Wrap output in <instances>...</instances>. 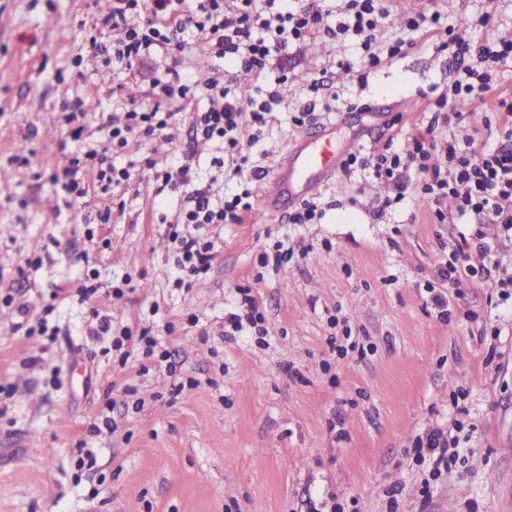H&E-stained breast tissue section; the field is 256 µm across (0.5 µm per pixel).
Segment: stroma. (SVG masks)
Wrapping results in <instances>:
<instances>
[{"label": "stroma", "mask_w": 512, "mask_h": 512, "mask_svg": "<svg viewBox=\"0 0 512 512\" xmlns=\"http://www.w3.org/2000/svg\"><path fill=\"white\" fill-rule=\"evenodd\" d=\"M387 43L409 17L440 13L473 38L512 39V0H382ZM109 0H0V512H512V299L480 285L451 299L440 318L426 282L449 251L474 252L476 220L439 224L425 201L384 200L392 189L368 173L337 175L312 194L323 216L292 224L262 201L265 182L302 134L291 117L313 79L355 103L337 140L366 148L427 127L437 91L462 76L441 32L423 28L410 46L368 67L355 42L326 36L340 4L325 0V25L264 70L228 66L224 84L242 100L278 90V116L252 153L261 167L244 223L207 225L217 254L199 280L180 279L167 221L185 192L135 170L102 195L85 174L87 206L74 214L54 181L72 148L61 120L65 81L81 36L87 135L113 102L149 107L130 72L106 65L95 28ZM366 72V84L352 77ZM449 128L457 141L495 142L493 97L463 102ZM159 166L191 163L199 180L220 174V143L195 145L190 114L139 145ZM111 207L103 224L97 212ZM288 263L261 266L276 243ZM57 286L69 297H54ZM95 287L90 300L78 290ZM122 287V297L112 295ZM249 290L267 335L226 334ZM96 308L109 333L93 336ZM474 320L464 321L466 311ZM348 319L366 356L336 355L331 315ZM149 329L154 355L113 347L123 328ZM457 430V461L438 479L417 465V436Z\"/></svg>", "instance_id": "1"}]
</instances>
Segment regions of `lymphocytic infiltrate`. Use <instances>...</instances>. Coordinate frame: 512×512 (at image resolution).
<instances>
[{
	"mask_svg": "<svg viewBox=\"0 0 512 512\" xmlns=\"http://www.w3.org/2000/svg\"><path fill=\"white\" fill-rule=\"evenodd\" d=\"M254 0H240L236 9L229 10L224 0H112V11L101 19L102 27L111 34L106 50L109 60L130 63L136 60L162 59L172 50H187L193 37L209 39L216 59L249 68L264 67L273 51L285 48L290 42L302 39L323 20L320 0H308L306 6L262 15L254 11ZM143 16L141 25L126 26L128 14ZM342 19L329 36L344 41L358 39L368 57L370 66H377L382 56L401 54L406 40L396 37L386 50H379L377 34L388 17L376 5V0H346ZM449 44L454 47L453 59L464 76L445 88L434 105L442 110L441 119L432 120L425 133L404 138L400 146L385 142L381 148L368 154L348 155L343 171L355 168L372 171L375 177L396 184V201L418 194L434 201L453 198L455 208L450 212H436L438 223L463 219L469 215L481 216L486 228L478 232L475 252L456 250L439 260L437 283L427 284L439 308H447L448 300L437 292L440 284L460 289L477 283L499 289L501 297L512 294V278L497 279L492 274L491 250L486 243L488 232L512 231V95L498 91L497 68L512 59V40L480 42L459 31H450ZM146 98L158 102L189 106L195 96L181 69L166 67L151 76L143 89ZM494 94L496 108L503 115L500 139L495 146L469 141L459 144L441 131L457 117L455 104L461 99H480ZM209 107L193 113L191 130L195 142H218L227 146L235 173H242L249 157L243 154L239 134L249 128L250 143H257L258 133L269 126L274 104L280 100L276 91L266 92L259 99L242 102L228 97L223 77H215L206 87ZM80 97L69 101V110L63 120L70 128L75 145L70 167L61 173L71 198L84 197L86 190L79 178L82 168L93 166L99 170L102 190L128 182L131 171L116 167L112 162L114 148H129L142 139L160 134L171 118L170 113L154 108L133 107L111 122L102 123L104 138L90 143L83 137L85 114ZM144 164L152 170L155 180L163 184L184 187L186 203L169 224L176 266L183 275L197 277L208 273L215 259V244L202 240L194 233L205 224H240L252 210L249 189H241L232 197H225L218 180L200 182L191 166L185 163L175 168H158L156 160L145 158ZM415 170L419 176L416 185L404 182L403 174Z\"/></svg>",
	"mask_w": 512,
	"mask_h": 512,
	"instance_id": "obj_1",
	"label": "lymphocytic infiltrate"
}]
</instances>
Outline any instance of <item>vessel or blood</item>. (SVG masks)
<instances>
[{"instance_id": "1", "label": "vessel or blood", "mask_w": 512, "mask_h": 512, "mask_svg": "<svg viewBox=\"0 0 512 512\" xmlns=\"http://www.w3.org/2000/svg\"><path fill=\"white\" fill-rule=\"evenodd\" d=\"M335 129V123L321 124L288 150L279 173L265 186L262 200L266 207L285 206L335 180L351 148L350 143L336 140Z\"/></svg>"}]
</instances>
